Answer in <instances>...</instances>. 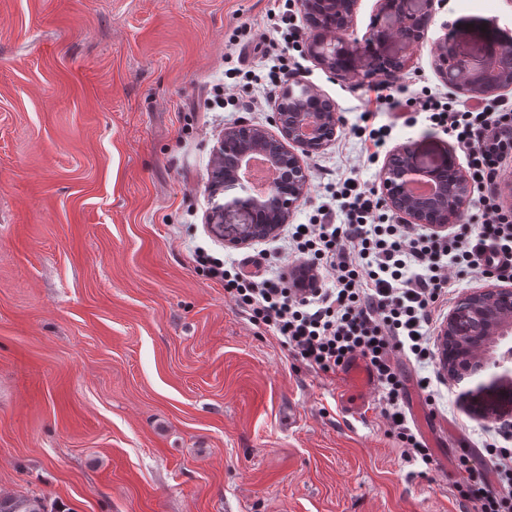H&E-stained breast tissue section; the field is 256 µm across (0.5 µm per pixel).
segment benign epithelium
<instances>
[{
    "instance_id": "obj_1",
    "label": "benign epithelium",
    "mask_w": 512,
    "mask_h": 512,
    "mask_svg": "<svg viewBox=\"0 0 512 512\" xmlns=\"http://www.w3.org/2000/svg\"><path fill=\"white\" fill-rule=\"evenodd\" d=\"M442 0H381L385 24L372 28L363 39V49L377 60L361 72L355 50L349 48V32L356 0H301L306 21L308 51L320 64L342 75L360 80L386 75L396 79L407 65V58L388 55L385 46L401 39L410 46L423 42L435 17V5ZM512 38L503 35L488 45L478 60L458 55L444 38L436 43L438 70L456 89L472 97L494 95L512 86V71H492L499 45ZM271 123L280 136L261 126L245 122L224 130L213 148L208 193L215 200L206 216L207 223L224 236L230 247L276 236L288 215L304 197L307 175L300 156H310L331 142L339 128L340 117L329 102L322 99L303 80L284 88ZM266 155L284 177L276 180L262 197L251 194L239 182L238 169L251 155ZM401 161L388 163L381 171L383 203L412 224L438 230L461 220L470 190L466 175L448 152V168L429 169L417 164L411 147L400 151ZM424 174L437 181L448 175L432 198L418 199L406 191L409 177ZM241 189L219 203L216 197ZM512 327V289L496 288L463 296L448 314L438 336V365L450 381L464 385L460 403L471 413L500 420L512 415V359L485 363L492 337L504 327Z\"/></svg>"
}]
</instances>
